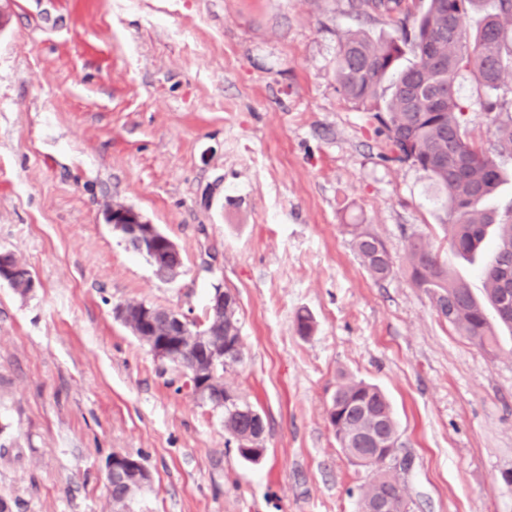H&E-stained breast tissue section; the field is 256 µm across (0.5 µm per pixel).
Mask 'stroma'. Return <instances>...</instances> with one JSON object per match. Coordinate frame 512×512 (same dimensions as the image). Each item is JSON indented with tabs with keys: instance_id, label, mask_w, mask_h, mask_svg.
Masks as SVG:
<instances>
[{
	"instance_id": "stroma-1",
	"label": "stroma",
	"mask_w": 512,
	"mask_h": 512,
	"mask_svg": "<svg viewBox=\"0 0 512 512\" xmlns=\"http://www.w3.org/2000/svg\"><path fill=\"white\" fill-rule=\"evenodd\" d=\"M0 31V253L38 280L0 282V497L14 512H115L113 453L151 481L126 512H359L365 471L336 443L339 374L389 397L412 512H512V332L485 353L440 318L408 272L424 238L483 297L494 235L448 247L425 174L390 160L372 112L336 82L355 31L401 35L350 0H5ZM465 126L488 140L486 91L456 80ZM122 203L180 248L159 279L104 221ZM392 257L375 281L348 225ZM238 301L242 359L224 385L262 415L244 460L224 411L201 403L113 309L203 319ZM315 328L300 336L298 311Z\"/></svg>"
}]
</instances>
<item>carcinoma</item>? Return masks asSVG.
Listing matches in <instances>:
<instances>
[{"instance_id":"1","label":"carcinoma","mask_w":512,"mask_h":512,"mask_svg":"<svg viewBox=\"0 0 512 512\" xmlns=\"http://www.w3.org/2000/svg\"><path fill=\"white\" fill-rule=\"evenodd\" d=\"M492 2L473 36L463 27L464 17ZM411 53L414 61L402 68L400 60ZM470 73L487 90L483 110L491 115L493 149L471 139L462 122L464 107L454 89L456 78ZM512 0H424L414 15L413 34L401 39H374L364 33L347 36L336 56V82L343 95L375 112L394 153L422 171L445 196L441 223L448 229L450 250L472 257L481 248L487 229L496 226L494 256L483 271L487 304L476 300L465 283L421 238L408 246L413 283L438 298L439 317L460 335L488 353L495 351L496 336L487 308L499 309L502 276L512 264V205L500 212L487 205L503 181L500 158H512ZM392 78L385 96L382 82ZM352 247L361 265L377 281L392 272L385 242L364 224L351 225ZM362 400L368 413L342 418L327 412L336 443L346 457L354 456V439L379 417L392 443L399 444L398 424L390 401L374 384L341 378L329 408H342ZM224 430L237 442L245 430L229 407H224ZM371 478L361 487L359 507L386 499L387 512H412L405 482L397 468L385 463L369 466Z\"/></svg>"}]
</instances>
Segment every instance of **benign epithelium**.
Masks as SVG:
<instances>
[{
	"label": "benign epithelium",
	"mask_w": 512,
	"mask_h": 512,
	"mask_svg": "<svg viewBox=\"0 0 512 512\" xmlns=\"http://www.w3.org/2000/svg\"><path fill=\"white\" fill-rule=\"evenodd\" d=\"M105 223L122 234L127 241L134 242L138 250L155 257L160 253L169 252L180 257L176 243L159 231L157 225L143 219L134 209L120 203H115L104 213ZM233 306V295L221 288L209 299L206 312L224 313V306ZM133 335L147 340L150 352L158 359L172 363L178 362L184 354L193 352L204 354L208 360V369L203 370L197 362L186 366L192 379L195 395L203 402L215 407L224 406V401H233L234 397L224 398V388L215 381L216 367L230 360L241 357L239 337L225 336L221 339L208 337V334L198 332L192 327L190 318L181 311L174 309H155L144 305L141 307V317ZM236 412L244 415L250 422L257 435L255 444L248 448H240L238 452L251 460H260L266 454V449L258 446L265 425L262 416L252 408L239 407ZM356 456L354 461L368 467L373 462L391 458L398 460V465L407 469L409 462L405 458H397V452H392L386 445L387 437L378 431L359 436L356 439ZM107 474L110 482L123 484L126 487V498L137 494L145 483L149 473L140 459L124 453H114L107 464Z\"/></svg>",
	"instance_id": "benign-epithelium-1"
}]
</instances>
